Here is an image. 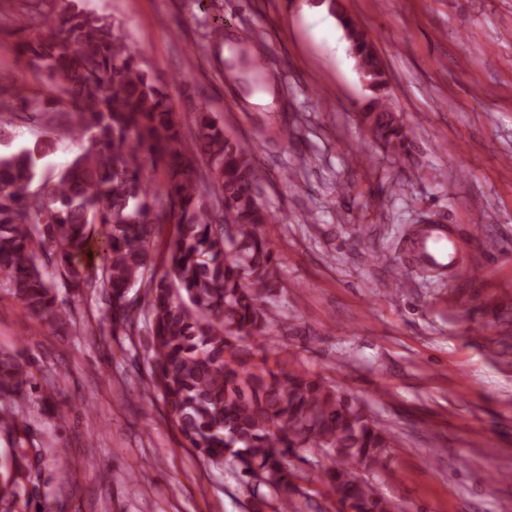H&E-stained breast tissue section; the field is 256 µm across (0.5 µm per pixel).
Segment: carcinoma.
I'll use <instances>...</instances> for the list:
<instances>
[{
	"mask_svg": "<svg viewBox=\"0 0 512 512\" xmlns=\"http://www.w3.org/2000/svg\"><path fill=\"white\" fill-rule=\"evenodd\" d=\"M337 17L350 52L371 92L363 119L372 136L397 151L407 132L383 101L388 75L373 43L337 0H316ZM43 86H15L0 71V114H28L53 133L61 128L87 142L56 175L41 171L52 148L38 139L6 146L0 129V277L14 300L42 325L69 320L56 288L89 292L105 304L98 326L82 335L132 330L145 319L152 333L151 384L172 424L207 465H227L251 495L252 512H318L297 481L320 483L348 512H393L366 476L392 448V434L378 427L354 396L288 357L252 363L244 343L263 339L279 325L271 308L282 284L278 260L261 227L277 220L256 192L250 150L224 132L206 108L194 113V145L187 146L159 81L140 64L107 16L64 7L39 33L13 48ZM204 159L211 184L198 187ZM160 168V186L146 176ZM172 224L168 269L158 278L150 265L159 225ZM105 243L99 265H76L89 242ZM144 287V304L129 293ZM30 364L0 352V433L12 444L0 471V512H14L39 496L32 472L49 453L67 467L80 466L66 448L28 441V425L10 400L35 389ZM325 457L314 473L288 469L305 453ZM305 504L300 505L297 499Z\"/></svg>",
	"mask_w": 512,
	"mask_h": 512,
	"instance_id": "1",
	"label": "carcinoma"
}]
</instances>
